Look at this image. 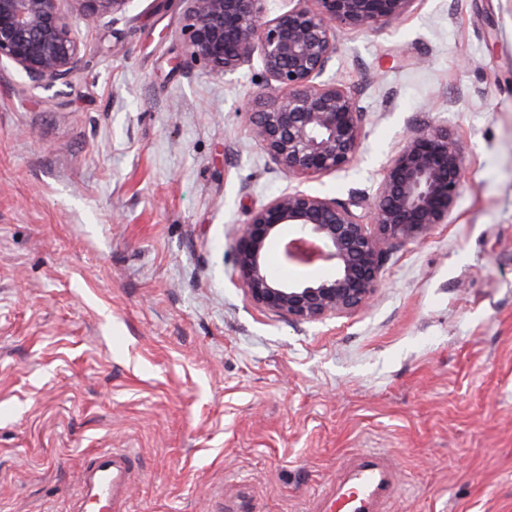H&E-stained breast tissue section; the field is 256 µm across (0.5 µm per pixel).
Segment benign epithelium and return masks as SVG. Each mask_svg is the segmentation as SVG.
Segmentation results:
<instances>
[{"instance_id": "1", "label": "benign epithelium", "mask_w": 512, "mask_h": 512, "mask_svg": "<svg viewBox=\"0 0 512 512\" xmlns=\"http://www.w3.org/2000/svg\"><path fill=\"white\" fill-rule=\"evenodd\" d=\"M0 0V63L36 87L66 82L82 64L81 25L119 23L131 0ZM187 60L218 80L259 60L251 133L286 176L310 179L349 168L363 140L364 113L324 79L344 29L374 32L401 19L414 0H289L271 16L267 0H180ZM466 158L448 127L413 128L384 167L367 225L351 205L323 195L284 192L253 211L235 247L236 269L252 301L291 323H312L365 306L380 279L382 254L448 223L465 189ZM293 229L286 238L283 230ZM279 247L301 269L327 264L333 274L293 281L267 262Z\"/></svg>"}]
</instances>
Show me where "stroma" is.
<instances>
[{"label":"stroma","mask_w":512,"mask_h":512,"mask_svg":"<svg viewBox=\"0 0 512 512\" xmlns=\"http://www.w3.org/2000/svg\"><path fill=\"white\" fill-rule=\"evenodd\" d=\"M180 0L82 27L80 71L0 66V512H68L127 449L130 512H307L352 453L390 452V512H512V0H415L346 31L328 79L365 116L352 167L281 173L246 111L261 65H186ZM447 126L467 189L385 249L368 306L293 324L234 241L294 189L368 214L410 126Z\"/></svg>","instance_id":"1"}]
</instances>
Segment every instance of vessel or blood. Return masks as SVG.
<instances>
[{"mask_svg": "<svg viewBox=\"0 0 512 512\" xmlns=\"http://www.w3.org/2000/svg\"><path fill=\"white\" fill-rule=\"evenodd\" d=\"M134 474L132 454L98 452L84 469L77 501L90 512H128L125 490ZM397 490L387 454L363 450L314 496L309 512H388Z\"/></svg>", "mask_w": 512, "mask_h": 512, "instance_id": "b4317fda", "label": "vessel or blood"}]
</instances>
